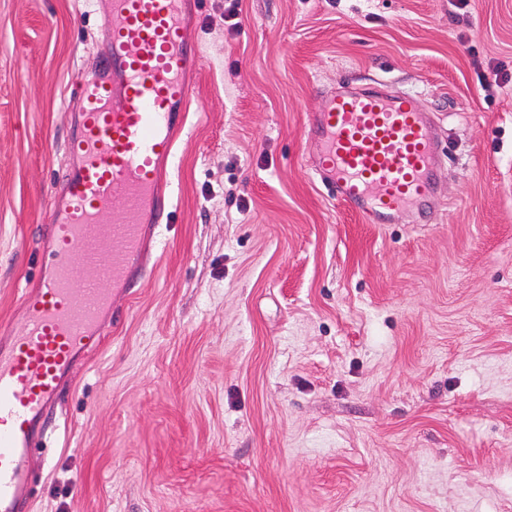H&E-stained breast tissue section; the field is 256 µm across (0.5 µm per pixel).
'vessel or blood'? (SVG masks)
Instances as JSON below:
<instances>
[{"label": "vessel or blood", "mask_w": 512, "mask_h": 512, "mask_svg": "<svg viewBox=\"0 0 512 512\" xmlns=\"http://www.w3.org/2000/svg\"><path fill=\"white\" fill-rule=\"evenodd\" d=\"M189 0H111V33L97 76L78 97L71 162L44 230L39 283L23 289V332L0 337V512H25L36 478L29 468L45 415L78 363L123 313L117 294L146 273V245L175 221L165 192L202 55L186 40ZM307 127L320 149L314 171L329 195L386 224L425 208L440 163L432 123L409 92L370 86L329 92ZM121 203L122 220L104 221ZM97 277L79 276L78 265Z\"/></svg>", "instance_id": "1"}]
</instances>
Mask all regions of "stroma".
I'll return each mask as SVG.
<instances>
[{
	"label": "stroma",
	"mask_w": 512,
	"mask_h": 512,
	"mask_svg": "<svg viewBox=\"0 0 512 512\" xmlns=\"http://www.w3.org/2000/svg\"><path fill=\"white\" fill-rule=\"evenodd\" d=\"M202 52L127 316L46 416L27 512H512V0H196ZM88 0H0V328L21 332ZM414 92L422 212L333 202L328 92Z\"/></svg>",
	"instance_id": "35a3bbf8"
}]
</instances>
